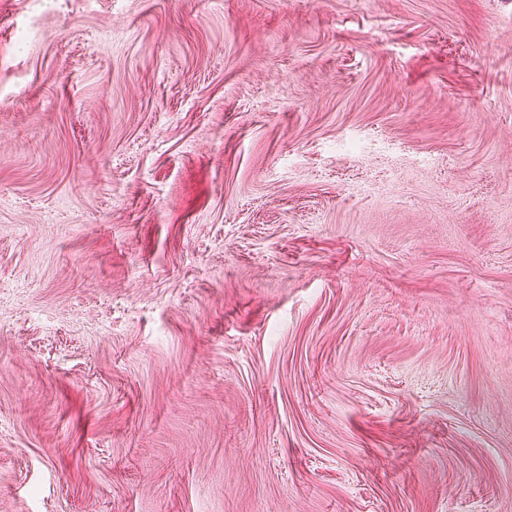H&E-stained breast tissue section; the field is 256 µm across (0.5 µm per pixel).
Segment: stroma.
I'll list each match as a JSON object with an SVG mask.
<instances>
[{"mask_svg": "<svg viewBox=\"0 0 512 512\" xmlns=\"http://www.w3.org/2000/svg\"><path fill=\"white\" fill-rule=\"evenodd\" d=\"M0 512H512V0H0Z\"/></svg>", "mask_w": 512, "mask_h": 512, "instance_id": "35a3bbf8", "label": "stroma"}]
</instances>
